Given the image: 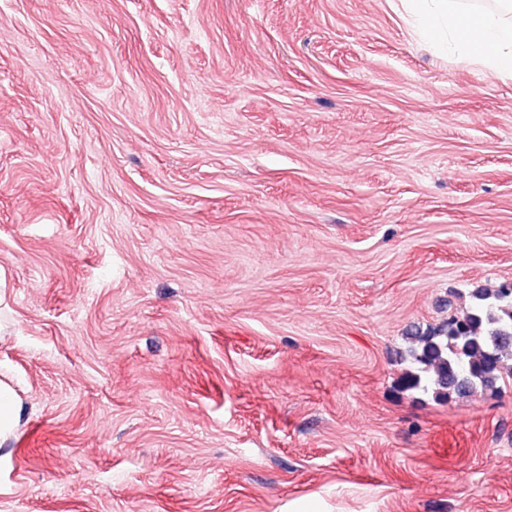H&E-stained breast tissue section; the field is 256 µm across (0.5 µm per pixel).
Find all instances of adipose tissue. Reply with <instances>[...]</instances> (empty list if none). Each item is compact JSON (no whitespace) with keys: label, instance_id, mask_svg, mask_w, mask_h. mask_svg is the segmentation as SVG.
<instances>
[{"label":"adipose tissue","instance_id":"adipose-tissue-1","mask_svg":"<svg viewBox=\"0 0 512 512\" xmlns=\"http://www.w3.org/2000/svg\"><path fill=\"white\" fill-rule=\"evenodd\" d=\"M423 33L452 53L512 75V2L494 10L464 9L461 0H408Z\"/></svg>","mask_w":512,"mask_h":512}]
</instances>
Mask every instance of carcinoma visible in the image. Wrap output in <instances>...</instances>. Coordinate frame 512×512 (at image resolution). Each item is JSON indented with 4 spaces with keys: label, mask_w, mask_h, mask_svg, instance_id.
<instances>
[{
    "label": "carcinoma",
    "mask_w": 512,
    "mask_h": 512,
    "mask_svg": "<svg viewBox=\"0 0 512 512\" xmlns=\"http://www.w3.org/2000/svg\"><path fill=\"white\" fill-rule=\"evenodd\" d=\"M403 355L405 389L447 402L455 395H497L512 378V284L470 291V305L443 324L411 333Z\"/></svg>",
    "instance_id": "1"
}]
</instances>
